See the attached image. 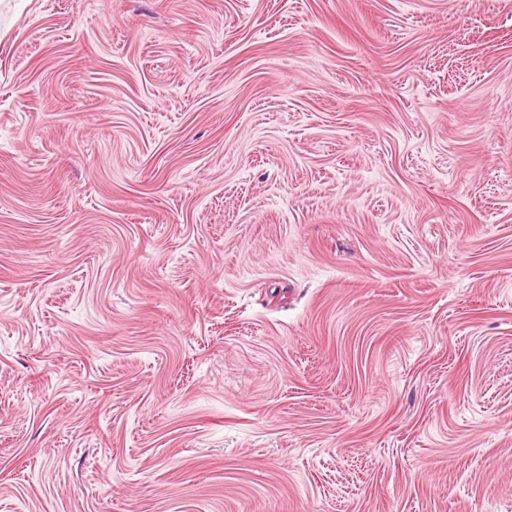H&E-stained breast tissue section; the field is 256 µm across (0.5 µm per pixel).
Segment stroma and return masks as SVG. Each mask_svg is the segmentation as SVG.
<instances>
[{
  "label": "stroma",
  "instance_id": "stroma-1",
  "mask_svg": "<svg viewBox=\"0 0 512 512\" xmlns=\"http://www.w3.org/2000/svg\"><path fill=\"white\" fill-rule=\"evenodd\" d=\"M0 512H512V0H0Z\"/></svg>",
  "mask_w": 512,
  "mask_h": 512
}]
</instances>
